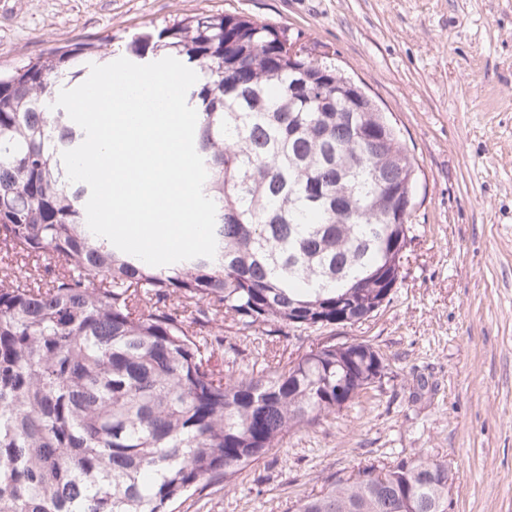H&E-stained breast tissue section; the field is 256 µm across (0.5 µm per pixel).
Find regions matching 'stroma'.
<instances>
[{
  "instance_id": "35a3bbf8",
  "label": "stroma",
  "mask_w": 512,
  "mask_h": 512,
  "mask_svg": "<svg viewBox=\"0 0 512 512\" xmlns=\"http://www.w3.org/2000/svg\"><path fill=\"white\" fill-rule=\"evenodd\" d=\"M237 13L328 47L416 162V237L390 302L336 327L382 355L380 382L321 424L177 501L174 512H293L365 461L427 455L448 512H512V0H0V71L93 42ZM224 366L261 371L260 330L225 329Z\"/></svg>"
}]
</instances>
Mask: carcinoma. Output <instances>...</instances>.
Instances as JSON below:
<instances>
[{
    "instance_id": "cac0c4a2",
    "label": "carcinoma",
    "mask_w": 512,
    "mask_h": 512,
    "mask_svg": "<svg viewBox=\"0 0 512 512\" xmlns=\"http://www.w3.org/2000/svg\"><path fill=\"white\" fill-rule=\"evenodd\" d=\"M284 27L196 15L131 40L198 75L187 102L216 204V254L150 266L94 235L61 154L84 131L52 107L105 64L90 43L0 77V512H166L368 392L366 341L285 361L288 330L361 323L390 302L415 238V170L394 125L329 53L290 57ZM303 73L318 86H297ZM52 255L53 269L41 261ZM263 329L264 368L216 364L224 327ZM448 463L419 456L338 475L298 512H448Z\"/></svg>"
}]
</instances>
